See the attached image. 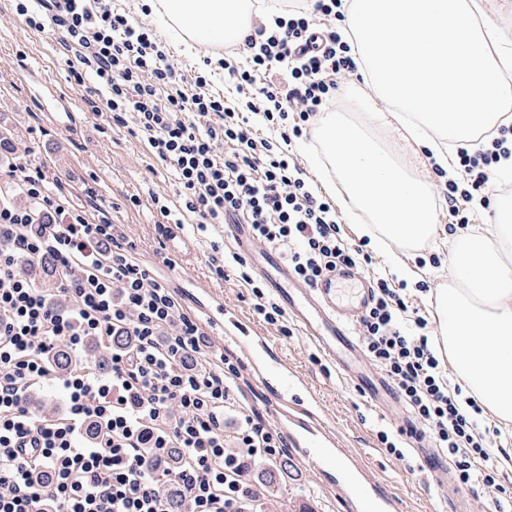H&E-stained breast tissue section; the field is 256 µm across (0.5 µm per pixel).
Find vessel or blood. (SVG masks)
I'll return each instance as SVG.
<instances>
[{
    "label": "vessel or blood",
    "mask_w": 512,
    "mask_h": 512,
    "mask_svg": "<svg viewBox=\"0 0 512 512\" xmlns=\"http://www.w3.org/2000/svg\"><path fill=\"white\" fill-rule=\"evenodd\" d=\"M224 235L238 253L250 260L287 310L289 319L323 360L360 386L372 407L388 416L404 414L391 384L367 358L352 333L371 300V287L359 269L338 268L312 285L254 238L248 225H226ZM199 307L208 325L219 331L226 344L239 350L242 362L250 364V375L265 389L269 410L289 448L309 460L319 480L346 484L348 512H401L399 501L384 483L372 478L368 460L340 442L318 394L300 373L282 362L278 345L251 328L223 301H203ZM414 452L428 465L437 484L445 487L451 483L448 469L437 462L436 449L418 443Z\"/></svg>",
    "instance_id": "vessel-or-blood-1"
}]
</instances>
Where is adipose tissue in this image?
I'll return each instance as SVG.
<instances>
[{
    "instance_id": "ef3b65f1",
    "label": "adipose tissue",
    "mask_w": 512,
    "mask_h": 512,
    "mask_svg": "<svg viewBox=\"0 0 512 512\" xmlns=\"http://www.w3.org/2000/svg\"><path fill=\"white\" fill-rule=\"evenodd\" d=\"M160 33H182L184 51L243 43L265 15L258 0H158ZM343 32L374 96L390 104L370 120L405 145L433 152L451 169L447 144L471 147L512 111V81L491 49L499 31L477 0H352ZM320 146L312 166L328 189L342 187L367 215L373 247L391 252L398 277L416 272L398 252L435 239L438 197L426 175H412L364 122L321 113L311 131ZM434 337L463 388L512 438V200L495 204L492 234L458 231L448 282L433 295ZM488 340L476 343L477 333Z\"/></svg>"
}]
</instances>
